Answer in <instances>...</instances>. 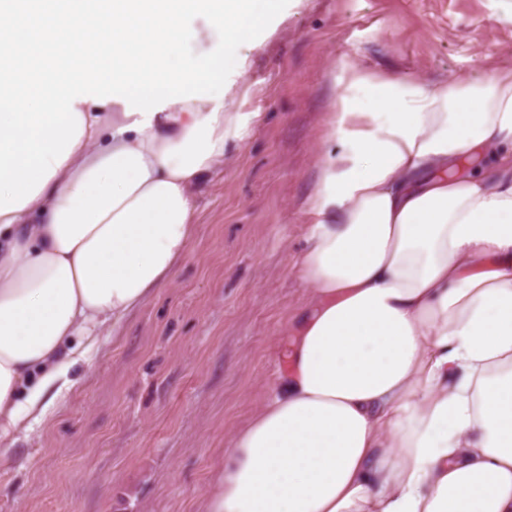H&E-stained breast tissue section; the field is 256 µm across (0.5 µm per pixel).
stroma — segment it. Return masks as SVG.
<instances>
[{"mask_svg":"<svg viewBox=\"0 0 512 512\" xmlns=\"http://www.w3.org/2000/svg\"><path fill=\"white\" fill-rule=\"evenodd\" d=\"M352 64L431 83L512 68V0H278L224 77L255 118L199 190L186 258L17 435L0 512H201L308 298L301 203Z\"/></svg>","mask_w":512,"mask_h":512,"instance_id":"35a3bbf8","label":"stroma"}]
</instances>
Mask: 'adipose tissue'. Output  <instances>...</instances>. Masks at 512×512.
<instances>
[{
	"label": "adipose tissue",
	"mask_w": 512,
	"mask_h": 512,
	"mask_svg": "<svg viewBox=\"0 0 512 512\" xmlns=\"http://www.w3.org/2000/svg\"><path fill=\"white\" fill-rule=\"evenodd\" d=\"M277 0H0V457L185 258ZM309 305L203 512H512V68L353 65Z\"/></svg>",
	"instance_id": "obj_1"
}]
</instances>
